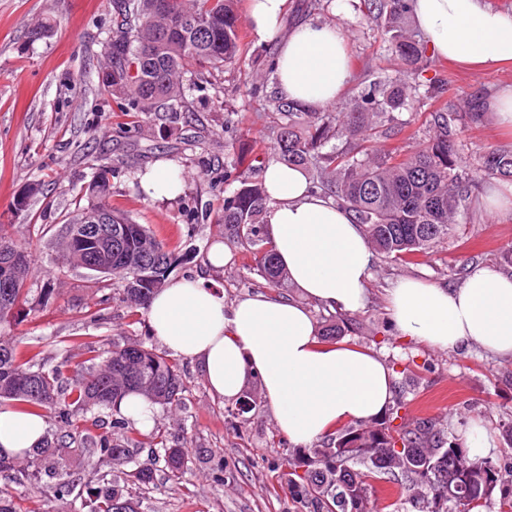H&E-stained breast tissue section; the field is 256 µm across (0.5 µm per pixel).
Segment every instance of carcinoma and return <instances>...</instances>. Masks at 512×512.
I'll use <instances>...</instances> for the list:
<instances>
[{
    "mask_svg": "<svg viewBox=\"0 0 512 512\" xmlns=\"http://www.w3.org/2000/svg\"><path fill=\"white\" fill-rule=\"evenodd\" d=\"M368 16L381 28L388 50L407 65L394 80L376 78L362 86L345 112L313 110L287 100L275 104L277 128L273 152L261 164L274 159L299 166L316 175L314 189L334 198L364 227L370 244L384 257L406 264L438 251L459 224L462 212L482 180H512V147L492 148L480 155L465 172L458 149L459 134L485 120L481 94L465 96L466 111L438 106L426 120L429 136L411 153L377 149L375 144L392 130L416 138L420 130L399 118L400 111L423 97L438 102L448 91L443 75L425 76L426 46L405 25L409 0H365ZM241 32L236 0H112V29L103 45L105 65L98 72L99 85L110 95L127 101V108L147 115L165 112L172 119L194 82L178 81L179 74L220 70L241 58ZM336 138L338 147L330 144ZM224 180L240 187L224 199L220 221L227 243L253 256L254 271L270 287L280 286L285 273L276 261L266 231L267 192L261 181L252 182L239 172V158L224 163ZM110 185L107 172L99 171L85 189L87 205L65 224V240L59 261L78 266L77 254L93 247L80 245L71 234L101 211L112 224V272L107 284L100 276L89 288L105 286L119 291L122 300L146 307L171 265L172 251L142 224L112 210L107 204ZM24 253L26 262L1 267L5 258ZM32 254L28 248L0 234V277L11 282L8 297L0 296V328L16 323L20 306L29 303L28 278ZM86 358L68 365L67 373L47 368L37 355L22 351L17 339L0 333V401L21 411L51 414L71 426L80 415L115 405L130 393L144 395L151 404L172 407L181 403L184 383L177 363L164 352L139 342L116 348L103 356L83 346ZM399 411L382 421H361L342 426L331 434L329 447L313 449L316 460L303 455L288 466L306 468L303 477L288 472V489L308 499L313 512H351L359 504L365 512L375 485L400 487L419 512H430L429 499L439 491L443 512H484L496 500L497 512H512V423L504 430L509 441L501 457L471 458L456 434L447 433L429 418L415 425H397L399 438L391 435ZM81 441L91 459L92 478L85 483L87 512H139L138 502L124 494V485H147L154 466L164 462L169 473H183L185 449L167 446L158 432L139 444L151 448L148 462L127 471L132 451L116 437L86 430ZM409 448L413 458L399 455L397 444ZM60 443L45 440L34 457L50 463L59 455ZM100 462L112 464L107 471Z\"/></svg>",
    "mask_w": 512,
    "mask_h": 512,
    "instance_id": "carcinoma-1",
    "label": "carcinoma"
}]
</instances>
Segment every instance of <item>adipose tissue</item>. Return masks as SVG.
I'll return each mask as SVG.
<instances>
[{"mask_svg":"<svg viewBox=\"0 0 512 512\" xmlns=\"http://www.w3.org/2000/svg\"><path fill=\"white\" fill-rule=\"evenodd\" d=\"M286 0H250L247 22L258 41L279 37L278 90L313 109L333 106L352 78L340 23L306 21L281 34ZM428 49L442 61L483 69L512 62V10L486 0H410ZM267 232L280 267L300 300L265 293L233 304L203 280L181 278L147 304L154 336L175 356L199 366L211 394L235 401L259 379L274 422L289 442L307 446L335 426L381 416L395 397V374L371 351L318 342L309 302L354 314L367 302L375 253L361 225L335 201L310 192L306 172L266 165ZM399 335L457 351L469 346L512 358V272L472 268L448 288L404 278L387 297ZM45 417L0 410V456L23 458L47 437Z\"/></svg>","mask_w":512,"mask_h":512,"instance_id":"adipose-tissue-1","label":"adipose tissue"}]
</instances>
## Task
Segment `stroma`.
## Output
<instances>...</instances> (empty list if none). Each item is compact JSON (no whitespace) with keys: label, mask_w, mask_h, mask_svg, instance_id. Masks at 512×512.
Segmentation results:
<instances>
[{"label":"stroma","mask_w":512,"mask_h":512,"mask_svg":"<svg viewBox=\"0 0 512 512\" xmlns=\"http://www.w3.org/2000/svg\"><path fill=\"white\" fill-rule=\"evenodd\" d=\"M56 20L52 37L30 41L28 32L42 18ZM340 20L347 35L353 84L371 76L395 78L404 71L387 49L380 29L366 12L364 0H348L345 14L335 15L334 0L310 8L308 0H288L284 27L302 20ZM112 26L110 0H0V225L14 239L29 243L35 258L29 286L30 311L12 329L21 348L40 355L47 366L80 354V342L108 350L147 340L144 309L112 300L99 310V294L89 288L88 270L58 264V241L66 218L82 189L99 170L110 180L108 201L168 242L172 252L169 278H205L222 290L225 304L258 293L262 283L253 261L242 249L216 270L206 263L214 242L223 240L224 227L216 221L225 197L233 188L224 182L227 150L263 153L274 142L272 112L279 98L269 68L278 43L257 41L243 28L239 64L212 72L200 90L188 98L177 118L161 115L147 121L123 112L117 97L100 90L97 73L103 43ZM428 74L447 76L449 107L463 103V92L494 94L512 85V66L474 71L427 57ZM512 146L495 121L466 129L460 153L474 162L484 151ZM159 162L177 168L184 181L181 195L172 201L152 200L139 186L138 176ZM43 191L24 216H15L13 200L29 183ZM501 182L480 184L464 223L437 253L405 264L377 258L368 284L364 310L349 316L351 331L345 343L381 355L395 368L396 396L401 416L424 415L450 420L454 429L472 420L484 422L497 448H504L499 425L512 418V358L487 354L472 347L448 352L418 341H406L391 328L387 292L403 278H422L452 287L453 268L464 258L474 264L504 266L512 250V211L489 214L484 198ZM100 311L98 321L89 315ZM412 364L414 382H405L402 370ZM186 391L180 406L156 407L154 427L169 446L187 450L180 479L157 470L154 483L129 491L140 502V512H311L300 495L288 491L289 459L302 450L280 433L258 382L242 394L250 410L231 413L226 402L209 392L196 365L178 363ZM114 411L82 417L74 428L49 422V438L67 437L57 468L74 482L87 480V457L79 449L77 429H112ZM224 465V480L213 483L216 463ZM54 474L40 472L35 480L0 475V490L13 493L20 512H84L75 497L49 504Z\"/></svg>","instance_id":"obj_1"}]
</instances>
